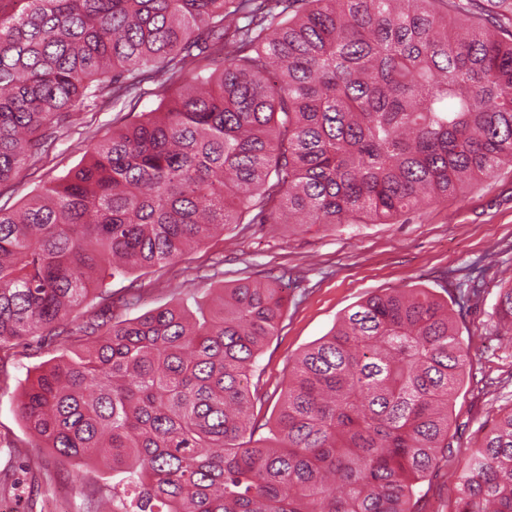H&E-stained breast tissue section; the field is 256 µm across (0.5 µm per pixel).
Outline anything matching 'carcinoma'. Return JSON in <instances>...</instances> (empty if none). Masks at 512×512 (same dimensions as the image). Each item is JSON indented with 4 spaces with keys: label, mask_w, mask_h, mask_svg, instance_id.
<instances>
[{
    "label": "carcinoma",
    "mask_w": 512,
    "mask_h": 512,
    "mask_svg": "<svg viewBox=\"0 0 512 512\" xmlns=\"http://www.w3.org/2000/svg\"><path fill=\"white\" fill-rule=\"evenodd\" d=\"M0 184L76 114L152 71L175 96L0 208V343L52 334L107 269L168 265L226 224H394L512 163V0H11ZM191 82L184 84L186 74ZM274 282L87 321L18 409L65 462L112 473L93 512H418L470 365L448 308L391 291L289 363L268 433L252 382ZM495 313L512 332V285ZM454 512H512V408Z\"/></svg>",
    "instance_id": "carcinoma-1"
}]
</instances>
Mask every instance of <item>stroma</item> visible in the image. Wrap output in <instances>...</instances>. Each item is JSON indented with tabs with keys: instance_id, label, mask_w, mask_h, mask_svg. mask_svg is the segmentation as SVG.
<instances>
[{
	"instance_id": "1",
	"label": "stroma",
	"mask_w": 512,
	"mask_h": 512,
	"mask_svg": "<svg viewBox=\"0 0 512 512\" xmlns=\"http://www.w3.org/2000/svg\"><path fill=\"white\" fill-rule=\"evenodd\" d=\"M159 79L142 82L134 111L106 107L81 113L46 151L0 185V208L11 209L51 186L113 128L169 98ZM278 280L288 300L279 330L265 346L257 373L276 410L290 360L326 335L367 297L424 289L447 301L470 352V367L452 406L448 461L421 484L422 512H452L453 479L482 436V427L512 407V332L494 315L512 283V166L473 182L464 196L421 207L394 224H228L179 261L106 278L79 313L134 318L166 305H194L223 283ZM61 339L0 344V512H89L109 485L93 464L60 463L39 447L18 401L37 369L58 355Z\"/></svg>"
}]
</instances>
